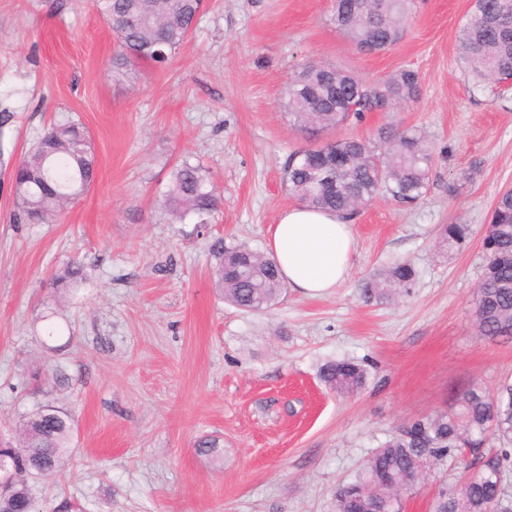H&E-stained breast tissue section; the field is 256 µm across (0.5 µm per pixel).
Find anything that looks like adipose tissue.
I'll use <instances>...</instances> for the list:
<instances>
[{"mask_svg": "<svg viewBox=\"0 0 512 512\" xmlns=\"http://www.w3.org/2000/svg\"><path fill=\"white\" fill-rule=\"evenodd\" d=\"M268 248L289 288L323 296L349 276L355 241L349 224L335 213L298 204L272 226Z\"/></svg>", "mask_w": 512, "mask_h": 512, "instance_id": "1", "label": "adipose tissue"}]
</instances>
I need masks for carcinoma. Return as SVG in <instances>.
Masks as SVG:
<instances>
[{
    "mask_svg": "<svg viewBox=\"0 0 512 512\" xmlns=\"http://www.w3.org/2000/svg\"><path fill=\"white\" fill-rule=\"evenodd\" d=\"M415 0H335L331 21L360 51H385L403 36ZM99 15L116 38L120 52L112 67L129 70L138 62L160 66L176 54L195 28L203 0H95ZM462 58L477 83L512 73V0H475L460 35ZM416 71L403 69L368 82L359 73L309 62L289 80L283 108L292 124L309 134L334 131L359 122L367 112H392L417 99ZM433 150L415 128L384 125L369 138L327 137L291 154L284 167L288 190L300 203L348 218L378 195L413 202L428 188ZM95 155L89 132L72 121L45 129L34 147L15 165L12 177L22 185L14 197L15 218L46 224L78 201L94 179ZM221 199L209 172L188 159L169 173L162 207L172 220L210 224ZM471 234L467 224H444L443 246L451 250ZM485 263L476 289L474 317L480 335L512 341V189L497 196L483 237ZM213 276L229 304L249 312L274 307L285 290L277 263L246 246L210 243ZM85 279L76 260L54 273L51 285L73 292ZM416 271L396 260L370 274L361 285L367 302L391 301L410 293ZM321 380L341 396L361 389L365 369L349 360L324 364ZM512 444V385L490 396L472 388L461 398V412L407 422L367 459L361 476L335 494L336 512H400L391 496L413 491L414 475L446 456H472V472L463 484L443 488L434 512H490L501 509L508 494V453L485 456L489 428ZM74 419L49 405L37 407L19 425L17 443L0 448L8 484L0 487V512H38L27 477L49 476L73 453Z\"/></svg>",
    "mask_w": 512,
    "mask_h": 512,
    "instance_id": "obj_1",
    "label": "carcinoma"
}]
</instances>
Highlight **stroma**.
Instances as JSON below:
<instances>
[{
	"mask_svg": "<svg viewBox=\"0 0 512 512\" xmlns=\"http://www.w3.org/2000/svg\"><path fill=\"white\" fill-rule=\"evenodd\" d=\"M473 4L415 0L403 38L364 54L331 23L334 0H205L167 65L120 75L93 0H0V441L41 404L76 421L62 469L29 480L42 512H335L337 486L398 426L512 383V342L474 324L482 237L512 188V85L479 86L464 70ZM308 61L368 81L418 73L417 101L336 134L421 130L435 149L429 188L360 209L351 273L330 294L288 290L270 310L241 311L215 286L209 243L267 253L269 227L294 204L284 165L311 141L282 97ZM64 120L89 131L96 179L56 222L16 223L11 172ZM186 156L222 198L213 223L173 224L159 205ZM456 223L472 234L449 251L439 228ZM73 258L87 277L71 296L49 282ZM397 258L416 270L410 296L363 301L361 281ZM340 359L367 371L348 397L319 376ZM210 439L217 455L198 449ZM463 467L433 464L403 512H432Z\"/></svg>",
	"mask_w": 512,
	"mask_h": 512,
	"instance_id": "35a3bbf8",
	"label": "stroma"
}]
</instances>
